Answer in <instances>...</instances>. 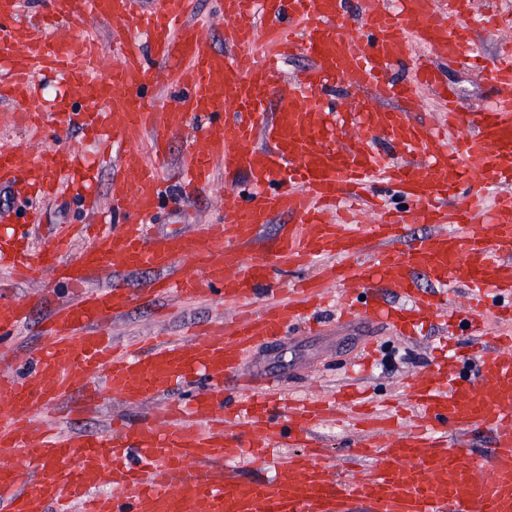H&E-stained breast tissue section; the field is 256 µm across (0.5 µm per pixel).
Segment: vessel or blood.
<instances>
[{"label": "vessel or blood", "instance_id": "obj_1", "mask_svg": "<svg viewBox=\"0 0 512 512\" xmlns=\"http://www.w3.org/2000/svg\"><path fill=\"white\" fill-rule=\"evenodd\" d=\"M217 3L221 50L197 0H41L33 17L21 0H0V103L12 107L0 118L31 133L27 142L0 138V187L69 194L96 210V160L62 144L76 128L118 153L112 211L125 217L64 225L36 255L18 228L0 234L14 282L69 289L59 302L47 292L19 302L0 291V339L25 326L32 308L49 306L30 371L16 378L15 357L0 358V393L11 400L0 414V512H343L350 503L364 512H512V336L485 340L479 382L451 356L414 375V422L376 417L373 441L351 450L360 467L349 470L314 435L325 415L343 418L340 400L294 404L276 379L240 364L246 350L319 308L329 282L343 294V324L407 330L450 312L477 336L490 307L512 318V51L485 67L498 97L453 142L448 131L462 117L436 67L480 66L475 30L498 31V17L473 24L471 0H397L393 8L360 0L354 15L346 0ZM98 22L110 26V50L87 33ZM262 34L272 48L259 56L252 47ZM417 44L431 62L416 67V83L393 80ZM302 53L310 67L286 81L284 60ZM162 82L179 92L165 108L153 97ZM51 83L58 93L39 97ZM335 84L354 97L329 99ZM421 85L438 89L443 112L421 117ZM201 116L207 124L179 186L190 197L223 174L221 217L190 235L156 233L152 218L167 199L139 145L151 139L165 162L169 139ZM379 138L401 148V161L375 149ZM380 184L407 208L378 204ZM492 188L499 195L489 208ZM277 215L290 222L274 248L246 257ZM413 224L433 230L412 236ZM80 238L91 249L68 260ZM322 257L320 274L305 276ZM286 269L295 276L287 301L277 302ZM140 270L154 274L140 288L93 285ZM212 295L233 313L192 340L152 336L122 349L105 335L134 304ZM198 377L209 385L182 398L180 388ZM101 379L126 403L147 407L146 417L103 432L47 424ZM476 432L489 433L491 446L462 462L451 437ZM240 462L264 478L241 477Z\"/></svg>", "mask_w": 512, "mask_h": 512}]
</instances>
